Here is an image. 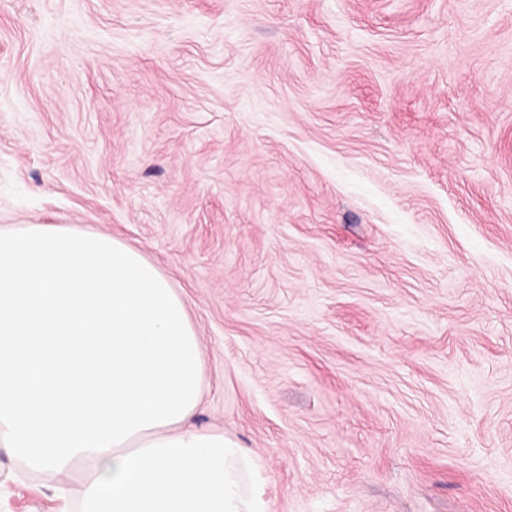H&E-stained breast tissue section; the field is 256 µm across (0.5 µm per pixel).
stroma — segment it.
Instances as JSON below:
<instances>
[{
  "mask_svg": "<svg viewBox=\"0 0 512 512\" xmlns=\"http://www.w3.org/2000/svg\"><path fill=\"white\" fill-rule=\"evenodd\" d=\"M27 222L177 288L267 512H512V0H0Z\"/></svg>",
  "mask_w": 512,
  "mask_h": 512,
  "instance_id": "obj_1",
  "label": "stroma"
}]
</instances>
